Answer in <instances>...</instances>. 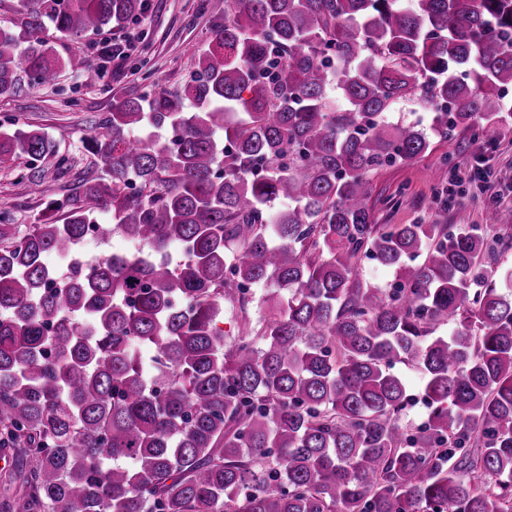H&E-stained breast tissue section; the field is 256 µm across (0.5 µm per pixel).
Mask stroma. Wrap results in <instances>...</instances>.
I'll return each mask as SVG.
<instances>
[{
  "mask_svg": "<svg viewBox=\"0 0 512 512\" xmlns=\"http://www.w3.org/2000/svg\"><path fill=\"white\" fill-rule=\"evenodd\" d=\"M215 16L200 0H150L141 22L98 34L60 39V55H84L89 63L81 72H62L52 87H23L0 99V127L31 125L54 143V156L36 168L0 170V210L14 223L34 224L47 200L64 199L76 192L75 173L94 178L103 173L102 160L84 143L112 110L115 100L151 90L154 82L183 84L195 67L193 49L206 46ZM131 37L135 50L123 60L105 61L102 47L113 39ZM483 162L493 174L512 171V119L472 133L459 127L450 136L431 134L430 147L414 160L384 167L370 175L371 208L378 224H450L473 226L512 240V226L493 221L496 211L512 210V198L495 208L483 194L466 183L471 164ZM461 176L462 199L454 208L439 204L449 174ZM39 181L34 193L31 181Z\"/></svg>",
  "mask_w": 512,
  "mask_h": 512,
  "instance_id": "stroma-1",
  "label": "stroma"
}]
</instances>
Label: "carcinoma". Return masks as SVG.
Segmentation results:
<instances>
[{
    "label": "carcinoma",
    "instance_id": "cac0c4a2",
    "mask_svg": "<svg viewBox=\"0 0 512 512\" xmlns=\"http://www.w3.org/2000/svg\"><path fill=\"white\" fill-rule=\"evenodd\" d=\"M21 2L0 26V98L86 69L47 29L146 10ZM201 7L217 19L190 79L115 101L88 138L104 174L37 224H0V448L25 484L11 512H512V268L465 227L372 223L368 180L429 148L390 119L400 100L444 136L508 111L512 0ZM53 155L40 131L0 129V170ZM102 213L139 249L75 260ZM365 258L396 285L367 281ZM268 284L253 320L243 289ZM406 360L416 427L400 423ZM393 370L405 380L411 398L402 422L417 426L426 420L428 413L422 400L419 372L407 363H397Z\"/></svg>",
    "mask_w": 512,
    "mask_h": 512
}]
</instances>
